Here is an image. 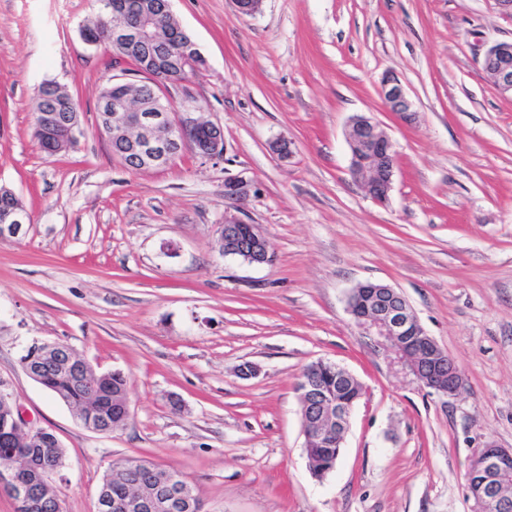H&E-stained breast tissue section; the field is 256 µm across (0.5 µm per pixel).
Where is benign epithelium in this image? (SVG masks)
I'll list each match as a JSON object with an SVG mask.
<instances>
[{
	"label": "benign epithelium",
	"mask_w": 512,
	"mask_h": 512,
	"mask_svg": "<svg viewBox=\"0 0 512 512\" xmlns=\"http://www.w3.org/2000/svg\"><path fill=\"white\" fill-rule=\"evenodd\" d=\"M112 27L108 41L112 46L128 55L141 57L142 68L138 74L150 78L156 84L158 95L146 100L140 94L142 81L120 80L122 93L107 97L103 105L112 110L110 119L112 139L125 140L132 147V156L117 154L115 158L125 167L135 171L162 168L172 163L188 144L187 138H178L201 120L188 114L185 105H176L168 97L172 87L184 86L199 77L207 68V61L192 48L185 56L172 50L151 56L141 55L144 46L156 43L149 28L162 15L171 14L170 0H162V7L146 9L139 6L130 12L115 3L111 5ZM482 68L494 86L502 94L512 95V42L497 43L488 48L482 59ZM380 95L387 109L397 115L407 116L413 112V104L400 82L394 76H386L380 84ZM45 124L65 125L71 130V139H76L79 121L69 114L66 101L58 95L47 97L42 112ZM208 139L193 147L200 156L219 159L224 155V127L207 122ZM347 141L351 152L350 173L377 204L387 202L393 187L396 154L390 138L373 119L360 115L351 119L347 130ZM248 194L247 184L235 178L224 183V197L242 201ZM29 215L25 208L15 206L0 211V240L18 236ZM248 228L250 245L240 243V230ZM219 246L251 264L270 262V245L267 237L255 224L245 222L235 214L224 213V223L219 225ZM348 311L354 322L364 330L374 329L384 337L410 367L417 382L424 388L442 397H455L462 388V376L448 353L429 336L418 321L405 297L396 289L381 283L366 281L352 289L348 299ZM58 345H30L24 355L25 372L38 379L37 363L52 353ZM336 372V381H357L340 365L319 359L310 368L297 386L301 401L302 431L305 437V452L320 446L328 439L341 448L350 427L356 405L365 395L363 385H357L358 393L351 401L333 399L323 391L322 373ZM0 430L20 436L32 444H39L45 431L34 426L22 407L10 393L0 389ZM28 463L8 464L0 469V485L8 488L15 504V512H38L41 504L30 494V484L24 471ZM468 473L479 477L478 487L468 488L475 505V512H512V495L503 492L505 483L512 480V449L489 441L474 457ZM185 500V490L162 478L152 485L137 488L124 500L129 512H174Z\"/></svg>",
	"instance_id": "benign-epithelium-1"
}]
</instances>
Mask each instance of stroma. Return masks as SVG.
<instances>
[{
    "label": "stroma",
    "mask_w": 512,
    "mask_h": 512,
    "mask_svg": "<svg viewBox=\"0 0 512 512\" xmlns=\"http://www.w3.org/2000/svg\"><path fill=\"white\" fill-rule=\"evenodd\" d=\"M208 59L172 89L223 125V158L186 151L132 171L97 130L116 72L88 45L96 0H0V186L30 222L0 241V388L66 451L65 512H95L113 464L140 458L188 477L202 512H472L466 474L486 441L512 448V97L485 51L512 42L495 0H171ZM399 76L411 120L388 112ZM83 115L76 145L33 135L39 86ZM373 118L397 168L387 206L350 174L346 131ZM285 137L292 154L270 144ZM242 177L244 201L225 199ZM259 225L273 258L219 252L225 212ZM397 289L458 366L460 394L422 388L348 312L359 283ZM63 343L129 380L130 418L87 430L32 380L33 341ZM339 364L367 389L336 468L312 475L299 394L304 367ZM259 368L241 377L239 365ZM380 95L387 109L394 114L407 116L415 112L400 80L394 76H386L382 79Z\"/></svg>",
    "instance_id": "35a3bbf8"
}]
</instances>
